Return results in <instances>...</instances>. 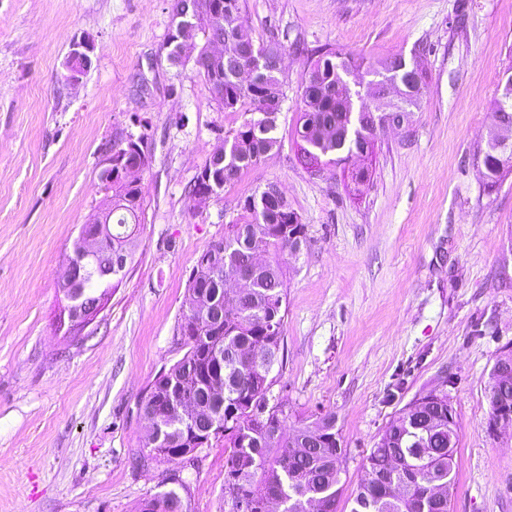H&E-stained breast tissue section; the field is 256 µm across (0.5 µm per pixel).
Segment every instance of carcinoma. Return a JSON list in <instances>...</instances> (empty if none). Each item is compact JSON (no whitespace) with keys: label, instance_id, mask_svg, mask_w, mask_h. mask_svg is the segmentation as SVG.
Instances as JSON below:
<instances>
[{"label":"carcinoma","instance_id":"1","mask_svg":"<svg viewBox=\"0 0 512 512\" xmlns=\"http://www.w3.org/2000/svg\"><path fill=\"white\" fill-rule=\"evenodd\" d=\"M165 42L175 64L193 61L218 105L226 112L245 111L247 117L224 138L223 163L208 159L198 178L215 189L234 183L240 174L281 146L276 135L277 115L287 99L277 77L283 45L278 37L258 42L241 21V0H175ZM236 15V24L224 26L225 13ZM183 25L200 31L204 40L220 35L237 48L252 46L267 58L254 82L243 85L234 70L244 64L224 57L212 65L207 45L176 40ZM300 82L301 112L295 134L320 157L336 156L341 162L364 153L379 128L359 123L355 101L340 94L348 72L344 54L331 47L317 51ZM412 70L402 55L389 59L382 70H371L378 80L370 90L391 85ZM425 81L403 83L398 89L399 112L416 106ZM499 129L512 128V98L500 95L493 102ZM492 133L478 151V174L487 186L497 184L512 171V152L498 147ZM128 165L147 168L149 155L143 140L112 144V245L96 255L73 253L69 261L84 266V278L72 287L87 298L102 290L107 280L116 288L127 270L110 266L121 252L130 253V240L140 224L142 196L139 182L120 174ZM243 209L251 216L245 224H230L224 237L201 254L188 278L185 311L181 322L184 355L160 372L143 404L145 415L161 417L163 437L169 448H202L192 430L197 416L178 413L172 400L192 399L201 414L225 422L212 440L224 442V473L234 471L239 491L254 504L252 512H267L266 502L280 501L281 512H337L342 496L346 449L336 431V419L326 415L313 425L301 423L288 435L281 430L285 410L273 402L276 379L265 361L284 358V323L287 316L286 284L282 254L298 252L307 242L305 225L287 221L280 209L264 207L260 195L247 197ZM246 269L252 287L235 293L225 288L233 274ZM490 417L512 411V389L501 391L495 377L489 380ZM448 395L434 389L409 402L400 416L389 422L376 446L365 457L367 478L359 485L349 512H448L455 488L454 459L448 456ZM186 482L143 500L139 512H191Z\"/></svg>","mask_w":512,"mask_h":512}]
</instances>
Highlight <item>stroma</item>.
I'll use <instances>...</instances> for the list:
<instances>
[{
  "label": "stroma",
  "instance_id": "1",
  "mask_svg": "<svg viewBox=\"0 0 512 512\" xmlns=\"http://www.w3.org/2000/svg\"><path fill=\"white\" fill-rule=\"evenodd\" d=\"M256 40L283 39L279 150L223 193L189 188L241 114L193 63L163 48L169 0H0V512H138L172 470L192 512H220L224 445L195 463L146 460L140 407L184 353L186 284L201 253L279 186L306 228L285 255V351L274 367L289 422L336 417L345 496L363 459L416 395L446 389L458 432L451 512H512V427L488 430L487 386L512 348V173L493 188L473 153L512 69V0H244ZM97 61L64 79L73 41ZM359 64L349 85L401 54L426 74L409 126L313 174L294 136L310 54ZM143 138L134 260L88 333L56 329L65 260L111 191L112 144ZM366 172L356 182L357 172Z\"/></svg>",
  "mask_w": 512,
  "mask_h": 512
}]
</instances>
